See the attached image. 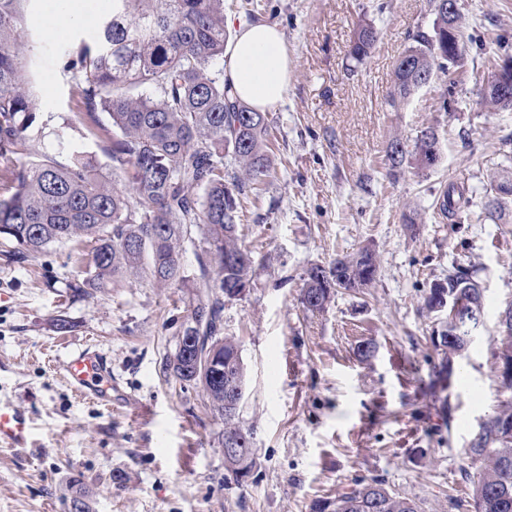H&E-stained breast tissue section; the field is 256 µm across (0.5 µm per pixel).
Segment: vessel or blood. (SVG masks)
<instances>
[{
	"label": "vessel or blood",
	"mask_w": 512,
	"mask_h": 512,
	"mask_svg": "<svg viewBox=\"0 0 512 512\" xmlns=\"http://www.w3.org/2000/svg\"><path fill=\"white\" fill-rule=\"evenodd\" d=\"M70 386L80 395L111 405L118 386L112 379V369L102 356L84 348L63 365ZM28 419L24 412L0 407V444L22 447L27 443Z\"/></svg>",
	"instance_id": "1"
}]
</instances>
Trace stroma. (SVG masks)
Masks as SVG:
<instances>
[{"label": "stroma", "instance_id": "35a3bbf8", "mask_svg": "<svg viewBox=\"0 0 512 512\" xmlns=\"http://www.w3.org/2000/svg\"><path fill=\"white\" fill-rule=\"evenodd\" d=\"M50 2L27 5L31 133L58 161L81 151L111 171L70 122L76 106L59 55L95 33L112 0H62L55 21ZM460 10L456 81L437 74L395 109L394 66L431 32L430 0H224L228 34L250 16L276 24L292 62L288 92L268 112L273 174L238 218L258 262L255 286L224 305V333L247 369L240 421L254 434L256 464L240 481L225 470L224 425L206 394L166 370L195 289L124 280L85 294L68 246L17 262L0 245V402L29 419L26 447L0 445V512H72L79 498L90 512H311L316 499L374 477L425 512H472L463 451L480 422L512 404L495 357L498 317L512 303V223L474 207L454 224L435 202L448 185L478 191L512 170V111L490 110L480 96L493 59L512 54V0H460ZM365 23L378 39L357 60L350 49ZM429 127L438 164L392 180V137L410 145ZM364 246L378 258L373 286L304 311L307 268ZM455 265L476 268L485 324L445 382L431 338L446 316L423 303ZM364 343L376 349L366 361ZM88 346L111 364L122 405L69 386L61 362Z\"/></svg>", "mask_w": 512, "mask_h": 512}]
</instances>
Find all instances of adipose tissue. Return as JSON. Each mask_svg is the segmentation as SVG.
Returning a JSON list of instances; mask_svg holds the SVG:
<instances>
[{"label": "adipose tissue", "instance_id": "adipose-tissue-1", "mask_svg": "<svg viewBox=\"0 0 512 512\" xmlns=\"http://www.w3.org/2000/svg\"><path fill=\"white\" fill-rule=\"evenodd\" d=\"M224 78L239 100L263 112L277 105L288 91L290 62L280 30L256 23L236 34L226 50Z\"/></svg>", "mask_w": 512, "mask_h": 512}]
</instances>
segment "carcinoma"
I'll return each mask as SVG.
<instances>
[{
	"mask_svg": "<svg viewBox=\"0 0 512 512\" xmlns=\"http://www.w3.org/2000/svg\"><path fill=\"white\" fill-rule=\"evenodd\" d=\"M27 0H0V158L26 154L20 168L0 169L6 195L0 198V240L13 245L21 259L37 257L53 245H68L81 282L90 293L131 277L158 288H182L188 281L181 264L187 243L200 250L199 289L189 317L205 313L198 332L200 353L221 346L224 360L240 370L210 376L204 360L172 358L175 380L207 394L212 411L224 423L223 434H238L250 449L246 457H224V468L236 480L255 464L253 432L242 427L239 413L224 409V388L246 385L238 343L224 335L227 294L243 281H254L253 252L237 234L242 198L256 193L272 176V143L266 113L235 98L224 80V0H112V10L95 34L62 51L63 69L73 74L81 124L100 152L112 161V172L97 162L73 155L61 163L39 154L27 134L36 120L30 62L26 58ZM432 33H419L416 45L394 68L391 104L408 101L418 80L464 65L463 53L448 54V13L434 10ZM376 29L359 27L351 48L355 59L366 56ZM105 112V124L98 113ZM438 144L432 129L417 136L413 151L391 140L389 174L398 179L407 165L433 167L427 157ZM503 181L485 188V217L506 215L512 192ZM472 205L459 187L444 192L438 209L456 218ZM378 275L377 256L364 247L336 260L329 269L306 270L300 303L321 312L339 289L367 288ZM470 269L448 272L449 290L475 285ZM455 339L444 344L441 367L450 376L456 359L466 353V326L451 327ZM466 475L472 476L475 512H512V405L485 423L482 441L464 452ZM312 512H424L422 503L392 490L384 480H358L332 498L317 500Z\"/></svg>",
	"mask_w": 512,
	"mask_h": 512,
	"instance_id": "1",
	"label": "carcinoma"
}]
</instances>
